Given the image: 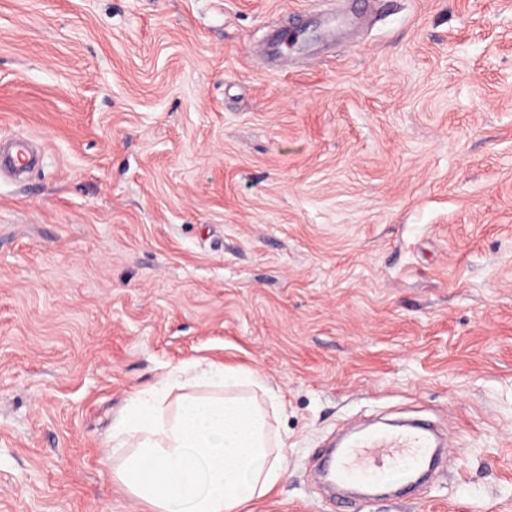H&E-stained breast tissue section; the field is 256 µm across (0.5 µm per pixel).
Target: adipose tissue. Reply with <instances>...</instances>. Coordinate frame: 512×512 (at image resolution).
Listing matches in <instances>:
<instances>
[{"mask_svg": "<svg viewBox=\"0 0 512 512\" xmlns=\"http://www.w3.org/2000/svg\"><path fill=\"white\" fill-rule=\"evenodd\" d=\"M279 398L246 367L194 362L112 421V472L149 512H244L286 474Z\"/></svg>", "mask_w": 512, "mask_h": 512, "instance_id": "obj_1", "label": "adipose tissue"}]
</instances>
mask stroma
<instances>
[{"instance_id":"stroma-1","label":"stroma","mask_w":512,"mask_h":512,"mask_svg":"<svg viewBox=\"0 0 512 512\" xmlns=\"http://www.w3.org/2000/svg\"><path fill=\"white\" fill-rule=\"evenodd\" d=\"M0 138V512H145L112 419L193 360L280 392L247 512L407 415L450 465L350 512H512V0H0ZM29 152L28 144L25 140H11L7 147L0 151V166L12 167L15 164L23 167L27 165V154Z\"/></svg>"}]
</instances>
